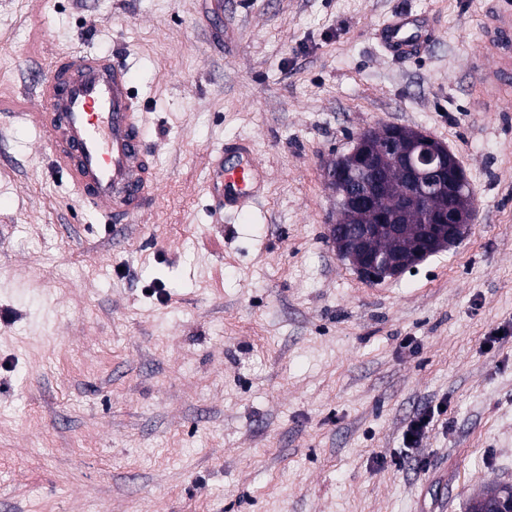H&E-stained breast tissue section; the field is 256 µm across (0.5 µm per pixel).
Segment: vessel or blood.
Returning <instances> with one entry per match:
<instances>
[{"label":"vessel or blood","mask_w":512,"mask_h":512,"mask_svg":"<svg viewBox=\"0 0 512 512\" xmlns=\"http://www.w3.org/2000/svg\"><path fill=\"white\" fill-rule=\"evenodd\" d=\"M478 78L471 105L483 110L512 102V0H491L481 18ZM376 37L399 59L421 55L433 41L429 16L396 14ZM32 119L49 163L64 172L77 201L106 223L138 224L150 210L158 178L146 148L142 104L128 65L82 47L45 65L30 94ZM236 165L220 155L208 163V191L217 212L240 213L261 195L264 172L249 142L231 144Z\"/></svg>","instance_id":"b4317fda"}]
</instances>
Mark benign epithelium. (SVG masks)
<instances>
[{"instance_id": "benign-epithelium-1", "label": "benign epithelium", "mask_w": 512, "mask_h": 512, "mask_svg": "<svg viewBox=\"0 0 512 512\" xmlns=\"http://www.w3.org/2000/svg\"><path fill=\"white\" fill-rule=\"evenodd\" d=\"M381 140L372 145L370 134H357L353 149L336 156L326 168L328 182L339 180L348 167H356L363 179L356 191L341 193V204L352 211L374 206L376 198L387 190L377 153L392 154L399 159L409 178V189L403 198L406 206L419 207L424 186L431 169L443 171L447 179L438 187L442 192L467 182L463 171L448 148L419 131L403 137L383 128ZM475 215L474 205L469 203L448 204L429 213L421 225L411 260L419 263L433 253L461 243L468 234ZM400 225L387 213H380L372 224L329 225L328 235L337 255L350 263L362 276L373 280L395 279L403 274L402 260L382 254L370 247V242L384 236H396Z\"/></svg>"}]
</instances>
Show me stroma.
<instances>
[{
	"label": "stroma",
	"instance_id": "obj_1",
	"mask_svg": "<svg viewBox=\"0 0 512 512\" xmlns=\"http://www.w3.org/2000/svg\"><path fill=\"white\" fill-rule=\"evenodd\" d=\"M486 4L0 0V512H465L512 485V104L469 97ZM406 10L436 29L415 62L375 38ZM80 44L135 73L144 228L106 230L1 109ZM384 124L448 147L475 219L370 282L328 237L325 167ZM240 137L266 189L220 222L206 164Z\"/></svg>",
	"mask_w": 512,
	"mask_h": 512
}]
</instances>
